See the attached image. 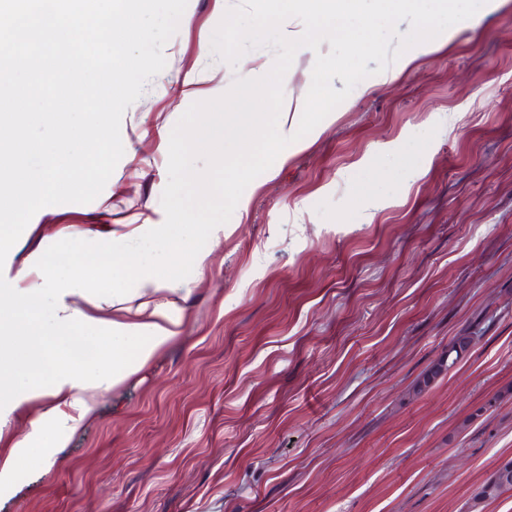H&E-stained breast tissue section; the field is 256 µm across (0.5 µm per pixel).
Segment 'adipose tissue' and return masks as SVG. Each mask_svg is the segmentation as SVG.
Masks as SVG:
<instances>
[{
    "mask_svg": "<svg viewBox=\"0 0 512 512\" xmlns=\"http://www.w3.org/2000/svg\"><path fill=\"white\" fill-rule=\"evenodd\" d=\"M96 270L102 275L116 272L137 282V305L127 308L124 316L104 318L75 310L61 300L52 312L50 325L30 322L16 327L9 348L0 349L1 411L16 409L27 398L26 393L7 383L8 374L20 371L37 381L47 373L51 376L48 395L54 402L51 420L56 428H67L72 421L71 410L89 414L94 393L118 386L175 339L179 322L172 310L176 302L161 297V283L150 276L140 259L116 251L99 262ZM94 325L105 331L104 342L112 348V364L88 376L74 367L67 345L78 332Z\"/></svg>",
    "mask_w": 512,
    "mask_h": 512,
    "instance_id": "obj_1",
    "label": "adipose tissue"
}]
</instances>
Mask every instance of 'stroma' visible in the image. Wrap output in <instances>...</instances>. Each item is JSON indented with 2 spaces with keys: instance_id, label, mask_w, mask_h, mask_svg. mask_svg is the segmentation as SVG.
I'll return each mask as SVG.
<instances>
[{
  "instance_id": "1",
  "label": "stroma",
  "mask_w": 512,
  "mask_h": 512,
  "mask_svg": "<svg viewBox=\"0 0 512 512\" xmlns=\"http://www.w3.org/2000/svg\"><path fill=\"white\" fill-rule=\"evenodd\" d=\"M238 2L188 0L104 190L39 210L5 279L39 281L58 241L129 242L164 222L181 115L273 65L271 47L234 67L212 53ZM329 51H297L281 121L300 118ZM368 67L212 232L178 283L177 338L50 430L51 454L0 484V512H512V491L476 498L512 459V0L392 82ZM463 335L469 350L415 392ZM52 406L10 413L0 455Z\"/></svg>"
}]
</instances>
